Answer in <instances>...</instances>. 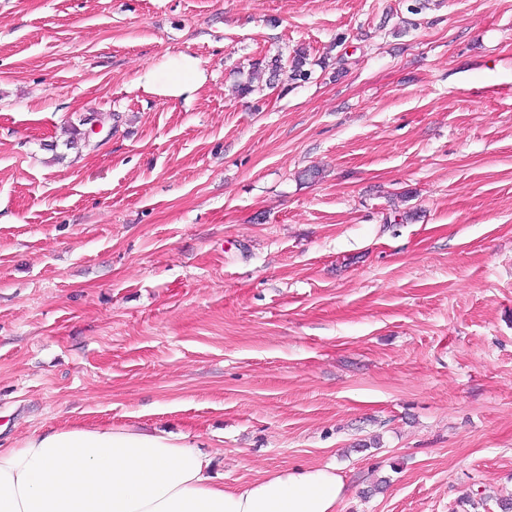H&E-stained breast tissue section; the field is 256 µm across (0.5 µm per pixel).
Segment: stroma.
Returning <instances> with one entry per match:
<instances>
[{
	"mask_svg": "<svg viewBox=\"0 0 512 512\" xmlns=\"http://www.w3.org/2000/svg\"><path fill=\"white\" fill-rule=\"evenodd\" d=\"M180 54L191 101L142 88ZM67 423L497 512L512 0H0V448Z\"/></svg>",
	"mask_w": 512,
	"mask_h": 512,
	"instance_id": "35a3bbf8",
	"label": "stroma"
}]
</instances>
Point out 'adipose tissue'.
Returning a JSON list of instances; mask_svg holds the SVG:
<instances>
[{
  "mask_svg": "<svg viewBox=\"0 0 512 512\" xmlns=\"http://www.w3.org/2000/svg\"><path fill=\"white\" fill-rule=\"evenodd\" d=\"M145 89L188 99L203 85L198 60L145 70ZM185 439L136 427L74 424L0 448V512H336L345 484L333 465L266 474L231 486Z\"/></svg>",
  "mask_w": 512,
  "mask_h": 512,
  "instance_id": "1",
  "label": "adipose tissue"
}]
</instances>
